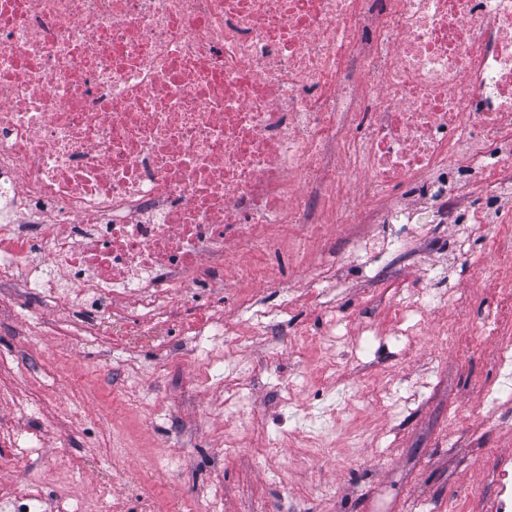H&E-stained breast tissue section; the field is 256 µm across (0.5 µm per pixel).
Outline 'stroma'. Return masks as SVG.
Masks as SVG:
<instances>
[{"label": "stroma", "mask_w": 512, "mask_h": 512, "mask_svg": "<svg viewBox=\"0 0 512 512\" xmlns=\"http://www.w3.org/2000/svg\"><path fill=\"white\" fill-rule=\"evenodd\" d=\"M329 231L323 252L277 256L281 287L262 283L255 295L288 311L255 330L229 271L191 288L181 321L129 335L106 323L92 342L93 313L0 288V484L41 483L40 512H58L64 488L92 512H203L215 489L222 512H493L499 462L512 458V398L487 412L505 377L496 337L472 332L496 309L485 242L467 224L415 225L401 255L368 256L394 284L367 285L347 258L356 226ZM464 237L466 264L448 254ZM320 264L335 265V281L313 282ZM451 290L461 305L428 321L453 322V345L396 335L395 302ZM213 314L224 333L196 350L184 325ZM365 325L375 335L361 351ZM323 356L335 382L321 379ZM228 373L241 379L233 415ZM316 429L333 448L305 447Z\"/></svg>", "instance_id": "1"}]
</instances>
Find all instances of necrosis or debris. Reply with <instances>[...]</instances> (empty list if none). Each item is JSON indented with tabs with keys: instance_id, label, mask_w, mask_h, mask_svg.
<instances>
[{
	"instance_id": "obj_1",
	"label": "necrosis or debris",
	"mask_w": 512,
	"mask_h": 512,
	"mask_svg": "<svg viewBox=\"0 0 512 512\" xmlns=\"http://www.w3.org/2000/svg\"><path fill=\"white\" fill-rule=\"evenodd\" d=\"M355 171L358 223L486 228L512 310V0H0V288L164 324L347 223ZM455 302L401 301L402 335Z\"/></svg>"
}]
</instances>
